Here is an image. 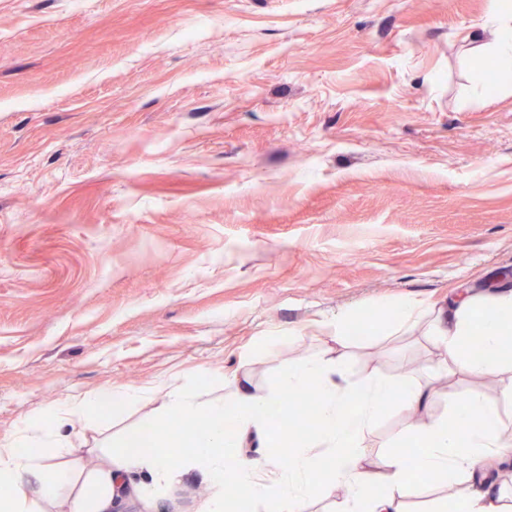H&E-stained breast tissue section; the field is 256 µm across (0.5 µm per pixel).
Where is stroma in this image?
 I'll use <instances>...</instances> for the list:
<instances>
[{
	"label": "stroma",
	"mask_w": 512,
	"mask_h": 512,
	"mask_svg": "<svg viewBox=\"0 0 512 512\" xmlns=\"http://www.w3.org/2000/svg\"><path fill=\"white\" fill-rule=\"evenodd\" d=\"M495 0H0V442L111 385L68 431L85 466L211 371L230 398L311 356L431 381L420 419L507 376L440 369L456 290L512 285V72L473 93ZM422 310L338 338L337 313ZM410 418L384 406L382 463ZM114 512H199L201 473ZM377 310L375 328L381 333L400 330L405 324L413 321L418 314V306L409 301L385 304Z\"/></svg>",
	"instance_id": "obj_1"
}]
</instances>
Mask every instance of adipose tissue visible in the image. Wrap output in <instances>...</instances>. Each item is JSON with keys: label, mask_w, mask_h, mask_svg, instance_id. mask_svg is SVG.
Listing matches in <instances>:
<instances>
[{"label": "adipose tissue", "mask_w": 512, "mask_h": 512, "mask_svg": "<svg viewBox=\"0 0 512 512\" xmlns=\"http://www.w3.org/2000/svg\"><path fill=\"white\" fill-rule=\"evenodd\" d=\"M434 334L454 371L495 378L512 372V289L472 288L454 295L447 315L438 317ZM483 353L471 356V341ZM209 379L201 372L169 390L159 414L178 421V432L157 425L148 444L128 436L108 449L105 462L77 467L57 460L53 448L63 430L88 411H120L138 397L124 388H107L74 402L70 413L42 418L14 441L0 445V512H110L116 491L131 473H144L142 492L174 484L189 470L200 471L209 493L200 512H304L320 474V487L344 492L341 512H402L401 499L415 472L430 473L445 485L468 483L466 512H512V493L492 490L489 461L512 458V430L499 419L483 393L472 391L466 404L411 428L422 453L413 459L392 455L380 468L369 467L359 448L384 404L417 412L434 390L427 383L375 373L353 383L341 362L311 357L288 365L265 391L242 385L230 400L202 402ZM315 394L317 406L305 433L288 422L273 423L269 407L285 394ZM277 453H265L268 440ZM260 455H252V448Z\"/></svg>", "instance_id": "ef3b65f1"}]
</instances>
